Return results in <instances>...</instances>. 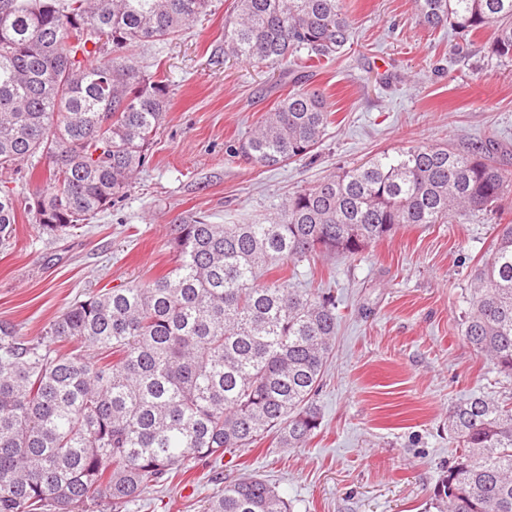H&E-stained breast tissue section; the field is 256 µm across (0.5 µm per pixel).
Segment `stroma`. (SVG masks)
Segmentation results:
<instances>
[{"label": "stroma", "instance_id": "obj_1", "mask_svg": "<svg viewBox=\"0 0 512 512\" xmlns=\"http://www.w3.org/2000/svg\"><path fill=\"white\" fill-rule=\"evenodd\" d=\"M343 3L354 43L314 68L225 57L236 0H211L180 35L137 47L139 64L169 87L146 165L91 224L58 237L41 234L27 206L45 163L7 175L20 206L0 244V323L51 346L46 327L76 301L171 268L170 225L192 215L264 222L296 191L376 155L487 139L512 169V60L491 53L495 26L431 30L413 0ZM296 85L321 92L332 114L315 150L271 168L229 153ZM508 219L512 193L450 224L399 226L361 257L298 266L295 286L331 289L338 313L315 437L302 448L267 438L217 463H190L127 512H200L245 475L276 484L291 512H424L452 459L449 408L478 396L512 404V378L461 333L471 275L489 255L494 224Z\"/></svg>", "mask_w": 512, "mask_h": 512}]
</instances>
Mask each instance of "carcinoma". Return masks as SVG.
Here are the masks:
<instances>
[{
  "instance_id": "1",
  "label": "carcinoma",
  "mask_w": 512,
  "mask_h": 512,
  "mask_svg": "<svg viewBox=\"0 0 512 512\" xmlns=\"http://www.w3.org/2000/svg\"><path fill=\"white\" fill-rule=\"evenodd\" d=\"M419 21L476 32L498 24L491 51L512 58V0H414ZM209 0H0V174L46 158L29 205L39 228L72 231L107 209L146 164L168 85L133 48L164 41ZM111 33L103 53L92 34ZM352 25L341 0H237L224 55L277 64L306 50L341 53ZM316 92L290 90L230 146L261 167L300 160L325 135ZM472 141L381 154L288 197L266 224L170 225L173 267L142 284L71 305L45 330L84 352L42 353L0 324V512H75L96 494L121 512L190 461L217 462L272 435L301 448L336 336V296L273 270L315 256L355 258L402 224H445L496 206L512 173ZM0 189V242L17 217ZM462 336L512 377V221L496 225L474 270ZM454 460L430 507L512 512V407L473 397L448 414ZM202 512H290L258 476L224 482Z\"/></svg>"
}]
</instances>
